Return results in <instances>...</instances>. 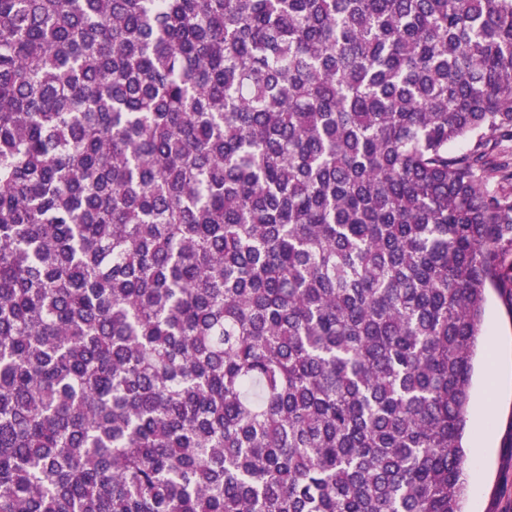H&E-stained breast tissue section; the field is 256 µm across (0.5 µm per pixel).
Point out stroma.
<instances>
[{
  "mask_svg": "<svg viewBox=\"0 0 512 512\" xmlns=\"http://www.w3.org/2000/svg\"><path fill=\"white\" fill-rule=\"evenodd\" d=\"M494 400L491 422L492 448L478 454V434L467 428L464 469L469 485L465 512H488L497 505L500 512H512V473H505L503 446L507 424L512 421V315L495 291H488L482 336L472 372L468 419H475L478 406Z\"/></svg>",
  "mask_w": 512,
  "mask_h": 512,
  "instance_id": "35a3bbf8",
  "label": "stroma"
}]
</instances>
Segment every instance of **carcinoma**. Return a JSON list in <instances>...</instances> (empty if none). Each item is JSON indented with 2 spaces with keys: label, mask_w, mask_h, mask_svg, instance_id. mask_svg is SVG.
<instances>
[{
  "label": "carcinoma",
  "mask_w": 512,
  "mask_h": 512,
  "mask_svg": "<svg viewBox=\"0 0 512 512\" xmlns=\"http://www.w3.org/2000/svg\"><path fill=\"white\" fill-rule=\"evenodd\" d=\"M490 134L512 0H0V512H462Z\"/></svg>",
  "instance_id": "cac0c4a2"
}]
</instances>
